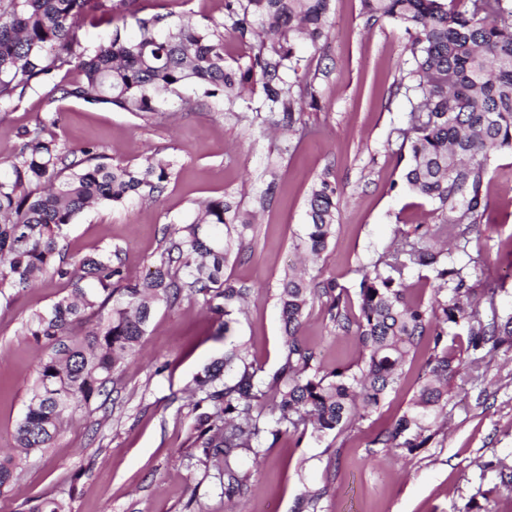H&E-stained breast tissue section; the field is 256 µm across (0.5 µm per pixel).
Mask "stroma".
I'll return each instance as SVG.
<instances>
[{
  "mask_svg": "<svg viewBox=\"0 0 512 512\" xmlns=\"http://www.w3.org/2000/svg\"><path fill=\"white\" fill-rule=\"evenodd\" d=\"M146 13L222 19L224 0H139ZM327 38L304 45L294 68L282 74L293 92L314 86L316 106H305L294 131L275 127L261 85L228 102L195 95L193 88L163 94L141 117L115 107L63 98L62 85L80 77L60 72L54 85L26 93L0 112V162L9 160L24 130L42 128L71 150L97 147L106 163L142 166L147 156L169 160L175 175L156 201L137 197L94 206L69 225L65 246L78 260L117 251L126 282L142 280L165 235L190 222L202 202L225 199L252 217L239 256L225 278L250 288L230 335L221 318L189 298L170 308L156 304L136 353L117 367L110 412L91 407L69 414L42 455L21 458L0 512L24 501L64 499L70 512H297L317 491V512H512V351L482 362L465 353L468 336L452 328L447 344L461 363L448 382L441 431L413 452L373 445L417 395L424 355L404 366L379 410L323 435L305 433L266 449L260 464L241 458L255 491L228 498L218 476L205 474L190 436V391L201 368L224 352L226 341L245 345L254 365L272 374L285 349L280 281L297 268L319 282L356 293L375 260L396 237L420 224L436 225L433 204L408 189L409 146L398 135L410 106L395 86L411 66L409 39L394 23L365 26L359 0H334ZM56 124H48L49 115ZM497 175L488 189V223L451 241L458 264L469 266L484 318L512 314V152L491 155ZM336 185L334 234L319 257L298 248L315 182ZM70 282L43 275L31 288L0 302V448L15 445L28 390L51 346L24 331L33 312L66 296ZM301 334L324 370L355 364L359 345L336 331L324 300L310 305Z\"/></svg>",
  "mask_w": 512,
  "mask_h": 512,
  "instance_id": "1",
  "label": "stroma"
}]
</instances>
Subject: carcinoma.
Wrapping results in <instances>:
<instances>
[{
  "mask_svg": "<svg viewBox=\"0 0 512 512\" xmlns=\"http://www.w3.org/2000/svg\"><path fill=\"white\" fill-rule=\"evenodd\" d=\"M137 0H0V110L28 91L53 81L70 67L81 78L57 87L64 98L109 105L127 112L155 111V98L191 86L205 97L238 95L260 77L265 98L278 107L281 122H297L299 99L281 70L295 59V45H315L331 26L332 0H237L226 3L225 21L171 23L163 15L138 16ZM365 24L390 21L408 35L413 68L400 83L410 103V142L405 182L435 204L440 223L465 236L488 210L483 187L490 183L486 160L512 150V0H469L468 8H448V0H360ZM106 24L109 38L93 51L79 39L87 25ZM256 39L245 69L224 66V29ZM94 147L70 151L25 130L14 156L0 172V297L29 287L51 273L75 281L70 294L25 323L28 335L56 346L41 362L27 411L16 430V447L43 453L51 447L65 414L112 395L113 374L147 333L152 305L173 307L185 294L224 317L241 310L248 289L224 278L233 249H242L248 221L231 224L222 199L200 205L194 220L164 241L143 281L123 288L118 253L103 250L77 262L65 258L69 225L86 209L122 203L136 195L160 196L173 164L152 156L137 169L101 162ZM337 190L315 184L307 202L303 242L313 254L333 235ZM426 229L401 237L374 263L359 284L358 312L345 289L316 285L285 274L280 303L285 354L278 369L262 374L241 345L206 364L194 379L192 445L205 469L224 478V494L248 491L249 475L239 458L258 459L262 448L307 428L321 434L377 411L400 378L403 366L427 349L419 394L393 427L372 444L410 452L424 447L439 429L448 405V379L457 358L444 344L448 326H462L466 352L512 349V315L484 320L469 272L430 245ZM427 267L438 283L429 303L404 286L405 271ZM327 298L336 330L356 335L361 359L356 367L321 368L314 350L299 336L305 310L315 297ZM96 331L81 333L90 318ZM17 462L0 455V495L12 490ZM27 512H69L58 498L35 500Z\"/></svg>",
  "mask_w": 512,
  "mask_h": 512,
  "instance_id": "1",
  "label": "carcinoma"
}]
</instances>
